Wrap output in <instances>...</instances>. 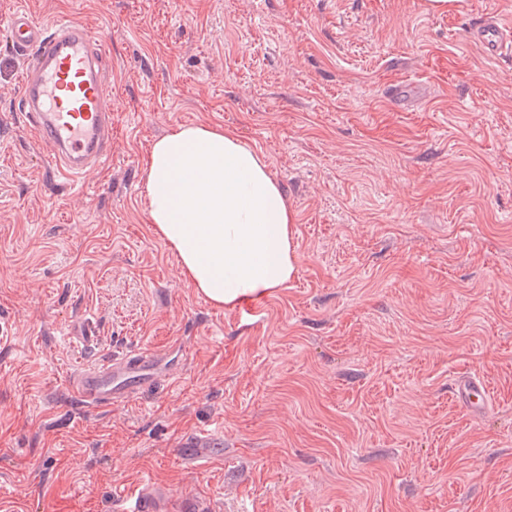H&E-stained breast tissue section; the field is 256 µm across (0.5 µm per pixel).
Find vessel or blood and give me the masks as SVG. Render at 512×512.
I'll list each match as a JSON object with an SVG mask.
<instances>
[{"label":"vessel or blood","mask_w":512,"mask_h":512,"mask_svg":"<svg viewBox=\"0 0 512 512\" xmlns=\"http://www.w3.org/2000/svg\"><path fill=\"white\" fill-rule=\"evenodd\" d=\"M6 28L19 54L35 55L22 74L21 110L27 125L49 146L55 165L64 174L77 176L104 164L110 156L112 81L103 64L101 32L68 19L47 26L23 10L8 17ZM468 36L487 57L512 54V26L497 18L475 19ZM181 361L177 344L115 356L78 373L72 386L85 407L104 408L127 401ZM452 389L471 415L482 414L491 403L483 380L461 376Z\"/></svg>","instance_id":"obj_1"}]
</instances>
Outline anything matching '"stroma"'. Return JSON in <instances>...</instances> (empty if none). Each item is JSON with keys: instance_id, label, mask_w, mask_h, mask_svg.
I'll return each mask as SVG.
<instances>
[{"instance_id": "35a3bbf8", "label": "stroma", "mask_w": 512, "mask_h": 512, "mask_svg": "<svg viewBox=\"0 0 512 512\" xmlns=\"http://www.w3.org/2000/svg\"><path fill=\"white\" fill-rule=\"evenodd\" d=\"M19 8L108 35L112 159L78 180L24 126ZM473 16L0 0V512H116L146 484L163 512H512V56L467 41ZM185 124L235 130L296 213L297 274L255 316L198 296L152 232L146 155ZM174 341L185 360L130 400L73 393ZM462 375L490 388L481 416ZM459 404L472 416H478L487 410L491 403L488 385L480 379L461 376L452 386Z\"/></svg>"}]
</instances>
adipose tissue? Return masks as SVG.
<instances>
[{"label":"adipose tissue","instance_id":"1","mask_svg":"<svg viewBox=\"0 0 512 512\" xmlns=\"http://www.w3.org/2000/svg\"><path fill=\"white\" fill-rule=\"evenodd\" d=\"M145 172L153 232L207 302L234 309L295 275L296 214L236 131L180 126L151 145Z\"/></svg>","mask_w":512,"mask_h":512}]
</instances>
